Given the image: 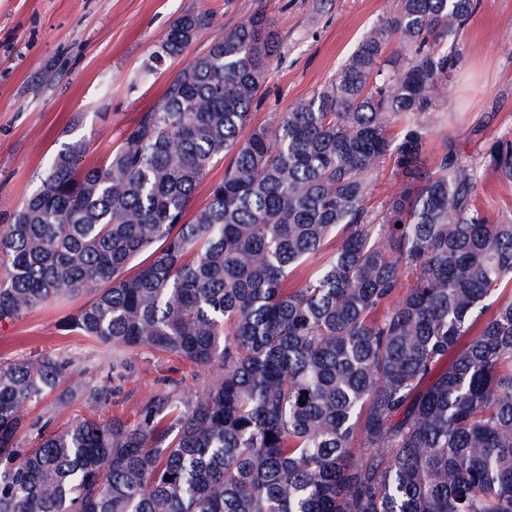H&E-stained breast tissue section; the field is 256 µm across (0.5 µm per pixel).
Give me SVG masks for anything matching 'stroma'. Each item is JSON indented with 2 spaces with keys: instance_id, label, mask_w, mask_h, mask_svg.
Returning <instances> with one entry per match:
<instances>
[{
  "instance_id": "1",
  "label": "stroma",
  "mask_w": 512,
  "mask_h": 512,
  "mask_svg": "<svg viewBox=\"0 0 512 512\" xmlns=\"http://www.w3.org/2000/svg\"><path fill=\"white\" fill-rule=\"evenodd\" d=\"M399 0H0V225L36 189L44 158L64 143H90L85 165L102 160L120 134L150 109L188 62L145 66L172 21L204 10L213 25L192 47L203 53L213 34L266 12L280 31L274 61L251 125L272 123L277 113L310 96L336 71L366 28L394 14ZM465 62L448 84V102L436 113L425 150L434 160L445 144L480 155L489 143L512 137V0H477L462 35ZM490 217H512V184L483 174L477 189ZM75 303L50 302L0 323V361L48 355L67 362L66 383L108 382L115 390L100 418L132 423L149 395L171 378L197 389L189 366L150 353L137 356L123 379L112 377L122 351L74 334L60 322ZM18 437L37 445L44 424L69 418L55 394L23 410Z\"/></svg>"
}]
</instances>
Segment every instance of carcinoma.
<instances>
[{
	"mask_svg": "<svg viewBox=\"0 0 512 512\" xmlns=\"http://www.w3.org/2000/svg\"><path fill=\"white\" fill-rule=\"evenodd\" d=\"M474 9L401 0L325 84L246 134L282 46L257 11L106 159L81 168L84 139L48 159L0 229V322L89 294L63 334L205 381H168L134 424L96 417L108 385L69 388L60 408L80 397L91 416L27 448L21 411L64 365L0 362V512H512V218L477 199L482 173L512 181V139L423 159ZM211 23L180 14L147 68ZM386 164L399 183L376 213Z\"/></svg>",
	"mask_w": 512,
	"mask_h": 512,
	"instance_id": "carcinoma-1",
	"label": "carcinoma"
}]
</instances>
